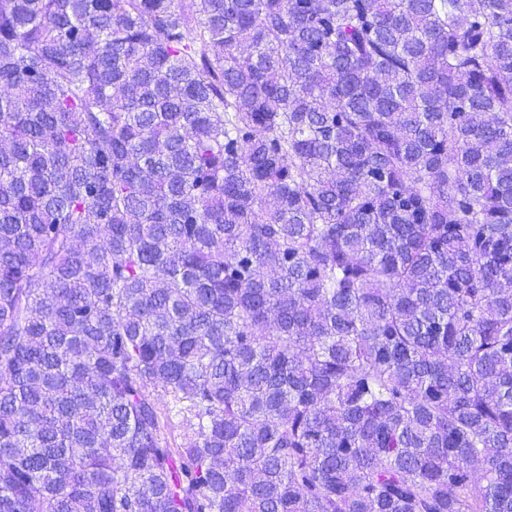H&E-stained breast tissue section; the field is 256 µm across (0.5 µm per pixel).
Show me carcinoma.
Wrapping results in <instances>:
<instances>
[{"mask_svg":"<svg viewBox=\"0 0 512 512\" xmlns=\"http://www.w3.org/2000/svg\"><path fill=\"white\" fill-rule=\"evenodd\" d=\"M0 80V512H512V0H0Z\"/></svg>","mask_w":512,"mask_h":512,"instance_id":"carcinoma-1","label":"carcinoma"}]
</instances>
